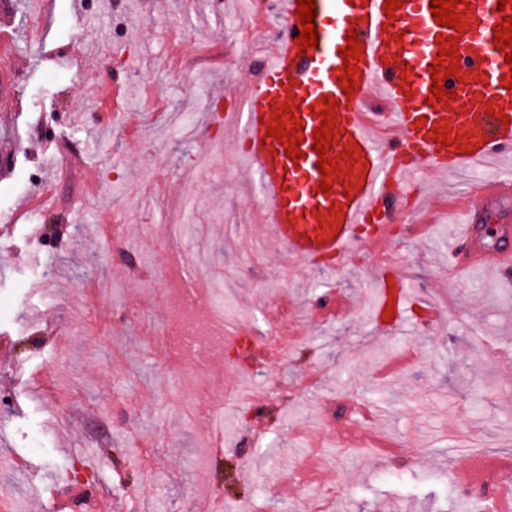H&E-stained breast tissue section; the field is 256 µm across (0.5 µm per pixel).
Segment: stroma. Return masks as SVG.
<instances>
[{"instance_id":"obj_1","label":"stroma","mask_w":512,"mask_h":512,"mask_svg":"<svg viewBox=\"0 0 512 512\" xmlns=\"http://www.w3.org/2000/svg\"><path fill=\"white\" fill-rule=\"evenodd\" d=\"M244 3L0 14V458L17 468L0 482L26 512H483L512 464V280L449 271L446 208L499 172L410 171L432 191L388 242L302 264L224 133L283 25ZM384 272L442 324L375 328ZM191 278L224 343L186 364L167 332ZM34 428L45 453L25 450Z\"/></svg>"}]
</instances>
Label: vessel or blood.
<instances>
[{"label": "vessel or blood", "mask_w": 512, "mask_h": 512, "mask_svg": "<svg viewBox=\"0 0 512 512\" xmlns=\"http://www.w3.org/2000/svg\"><path fill=\"white\" fill-rule=\"evenodd\" d=\"M386 0H315L317 47L303 51L297 0H274L285 22L262 61L249 95L224 125L247 145L256 164L255 181L265 200V217L276 239L289 253L308 263L333 260L359 237L384 241L392 221L394 199L406 194L404 172L419 163L458 171L476 162L512 157V65L505 49L494 44L495 24L512 17V8L497 10L498 0H462L455 11L464 31L438 25L431 0H404L386 15ZM363 44L356 59L358 88L345 96L338 78L343 66L340 47L348 32ZM457 45L459 72L444 78L443 101L433 99L430 69L440 50L438 35ZM337 103L333 124L340 134L327 153L348 172L330 193L318 185L322 174L313 148V129L320 125L323 99ZM295 101V116L304 123L299 159L280 152L278 139L266 136L264 116ZM383 101L384 111L367 106ZM444 127L450 144L431 138L432 127ZM512 182L497 180L479 187L461 209L463 229L449 252L448 265L465 274L493 255L502 278L512 277ZM403 289L382 279L373 312L377 327L401 319Z\"/></svg>", "instance_id": "1"}]
</instances>
